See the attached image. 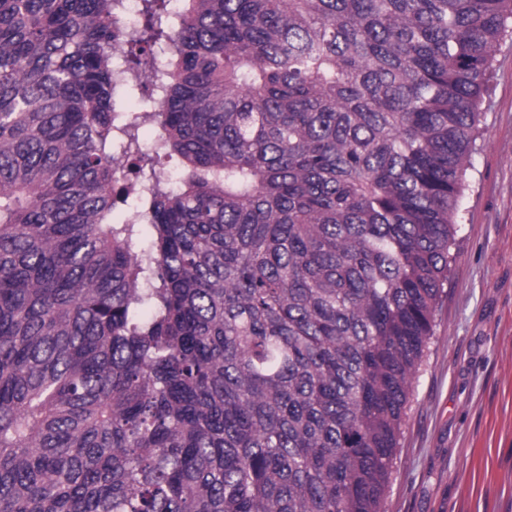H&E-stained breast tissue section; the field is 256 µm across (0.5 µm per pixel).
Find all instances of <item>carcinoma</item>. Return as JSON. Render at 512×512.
Instances as JSON below:
<instances>
[{"label":"carcinoma","mask_w":512,"mask_h":512,"mask_svg":"<svg viewBox=\"0 0 512 512\" xmlns=\"http://www.w3.org/2000/svg\"><path fill=\"white\" fill-rule=\"evenodd\" d=\"M123 10L0 0V512H381L512 0H139L149 149Z\"/></svg>","instance_id":"1"}]
</instances>
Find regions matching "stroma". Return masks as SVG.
I'll return each instance as SVG.
<instances>
[{
	"instance_id": "obj_1",
	"label": "stroma",
	"mask_w": 512,
	"mask_h": 512,
	"mask_svg": "<svg viewBox=\"0 0 512 512\" xmlns=\"http://www.w3.org/2000/svg\"><path fill=\"white\" fill-rule=\"evenodd\" d=\"M482 110L457 256L383 512H512V38Z\"/></svg>"
}]
</instances>
